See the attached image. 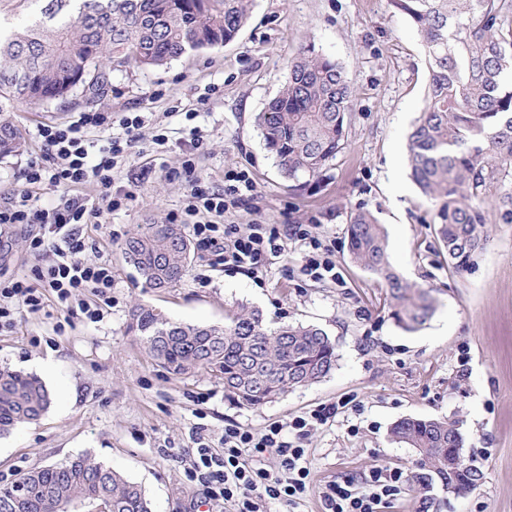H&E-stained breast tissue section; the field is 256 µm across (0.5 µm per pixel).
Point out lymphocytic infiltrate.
<instances>
[{"instance_id":"lymphocytic-infiltrate-1","label":"lymphocytic infiltrate","mask_w":512,"mask_h":512,"mask_svg":"<svg viewBox=\"0 0 512 512\" xmlns=\"http://www.w3.org/2000/svg\"><path fill=\"white\" fill-rule=\"evenodd\" d=\"M144 120L139 115L113 118L100 111L80 112L65 124L41 125L36 134L39 150L27 162L22 181L0 203V225L26 231L30 254H50L45 265L32 267L30 276L0 280V329L13 327L17 310H44L54 303L63 313L80 311L87 320L101 321L103 309L112 303V266L102 261H82L86 249L82 225L99 223L103 216L127 206L131 195L116 187L114 171L135 148ZM119 125V135L95 142L93 129ZM170 178L187 183L180 220L192 228L199 250L215 266L262 280L271 258L281 256L290 243L306 248L303 275L313 280L340 281L334 250L305 224H251L240 227L223 223L229 207L252 199L256 186L246 171L229 173L223 189L213 190L198 175L193 159H185ZM91 186L95 196L78 197ZM42 187L62 190L60 202L51 208L32 203ZM350 404L341 399L285 422H273L263 432L235 421L224 424L223 452H214L206 437H198L194 461L187 473L209 499L234 503L235 512H268L270 504H297L311 487L310 462L304 442L321 426L334 421ZM275 457L268 467L267 457ZM411 485L400 467H373L357 479L345 476L328 482L319 491L323 512H392L395 502Z\"/></svg>"}]
</instances>
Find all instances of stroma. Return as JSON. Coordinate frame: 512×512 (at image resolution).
<instances>
[{"mask_svg":"<svg viewBox=\"0 0 512 512\" xmlns=\"http://www.w3.org/2000/svg\"><path fill=\"white\" fill-rule=\"evenodd\" d=\"M310 44L345 68L356 95L346 147L319 175L290 178L266 149L255 119L281 88L290 59ZM427 81L417 30L388 0H253L247 26L230 44L160 68H116L92 99L21 105L14 117L26 147L0 159V199L36 152L42 124L86 110L137 113L145 123L117 172L133 200L105 223L84 227L85 259L112 265V306L103 320L23 311L14 328L0 331V364L34 374L40 363L52 365L47 413L0 437V487L30 468L88 453L141 484L152 512H233L232 503L208 500L186 477L194 427H204L217 449L225 421L259 432L353 397L359 409L305 442L312 491L296 507L275 503L270 512H321L318 488L378 465L417 476V451L392 437L393 424L452 416L462 422L467 460L484 479L460 496L433 480L430 512H512V224L488 225L487 241L467 271L449 263L436 234L439 205L421 195L407 160V135ZM194 128L203 137L193 152L196 168L212 186L223 187L230 171L245 170L257 187L252 200L225 213L224 223L315 225L335 250L341 284L301 275L305 248L296 242L273 260L260 284L208 267L197 250L177 286L145 285L122 245L181 211L187 186L165 173L180 167ZM160 134L168 140L162 151L153 142ZM362 209L384 225L394 269L438 299L417 331L396 326L385 288L348 255L350 217ZM137 303L187 324L221 325L237 311L257 309L271 327L315 325L335 340L336 367L273 402L238 406L208 372L176 377L150 358L128 330Z\"/></svg>","mask_w":512,"mask_h":512,"instance_id":"obj_1","label":"stroma"}]
</instances>
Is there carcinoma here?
<instances>
[{
    "label": "carcinoma",
    "instance_id": "1",
    "mask_svg": "<svg viewBox=\"0 0 512 512\" xmlns=\"http://www.w3.org/2000/svg\"><path fill=\"white\" fill-rule=\"evenodd\" d=\"M252 0H0V159L19 154L25 132L18 103L49 102L72 89L90 99L115 66L160 67L189 53L220 48L239 35ZM415 25L425 49V106L408 136L411 177L438 203L439 242L458 272L480 249L486 225L512 224V0H389ZM354 87L344 67L312 45L291 60L278 94L257 125L281 171L319 174L346 145ZM350 259L380 278L390 317L413 331L436 310L432 290L410 284L389 260L386 232L359 210L348 226ZM192 244L179 224H150L124 254L150 288L186 276ZM129 329L168 372L205 370L239 406H260L292 387L320 381L336 366V345L312 325L269 329L258 311L224 326L172 321L136 306ZM51 397L34 374L0 366V436L40 419ZM397 441L418 451L416 480L437 476L465 495L482 473L463 456L460 420L403 418ZM72 501L106 502L109 512H152L141 485L88 454L33 467L0 488V512H62Z\"/></svg>",
    "mask_w": 512,
    "mask_h": 512
}]
</instances>
